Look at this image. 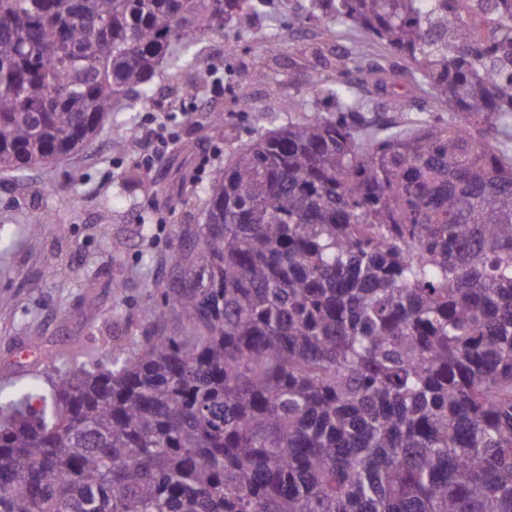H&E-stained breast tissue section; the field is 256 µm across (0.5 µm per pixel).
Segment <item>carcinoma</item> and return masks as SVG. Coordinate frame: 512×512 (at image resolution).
Instances as JSON below:
<instances>
[{
	"label": "carcinoma",
	"instance_id": "1",
	"mask_svg": "<svg viewBox=\"0 0 512 512\" xmlns=\"http://www.w3.org/2000/svg\"><path fill=\"white\" fill-rule=\"evenodd\" d=\"M272 2L0 0V171L81 151ZM311 2L356 36L312 75L336 115L216 173L171 334L0 394V512H512V0ZM365 42L448 121L370 117Z\"/></svg>",
	"mask_w": 512,
	"mask_h": 512
}]
</instances>
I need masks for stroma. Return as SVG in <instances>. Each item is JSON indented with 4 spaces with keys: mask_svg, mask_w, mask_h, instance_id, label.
Wrapping results in <instances>:
<instances>
[{
    "mask_svg": "<svg viewBox=\"0 0 512 512\" xmlns=\"http://www.w3.org/2000/svg\"><path fill=\"white\" fill-rule=\"evenodd\" d=\"M304 6L305 0H280L270 22L276 53L229 21L223 34L197 45L198 60L184 63L179 74L159 70L150 99L135 111L113 113L80 152L22 177L0 172V392L77 363L108 365L113 350L135 351L145 337L170 331L154 315L159 290L180 272L186 229L204 221L212 177L271 123L334 111L309 89L319 65L314 53L333 57L352 37L316 18L308 23L311 37H294L288 17ZM366 60L396 76L377 117L410 127L447 116L444 105L406 80L402 58L371 44ZM202 63L210 71L204 81ZM256 68L268 70V78L240 87V73ZM216 110L224 113V128L211 131L193 155L181 154L197 136V120ZM153 126L166 128L170 140L148 157L143 140ZM118 138L125 141L120 151L112 148ZM76 176L81 184L73 192ZM33 224L43 230L37 251L26 244Z\"/></svg>",
    "mask_w": 512,
    "mask_h": 512,
    "instance_id": "stroma-1",
    "label": "stroma"
}]
</instances>
